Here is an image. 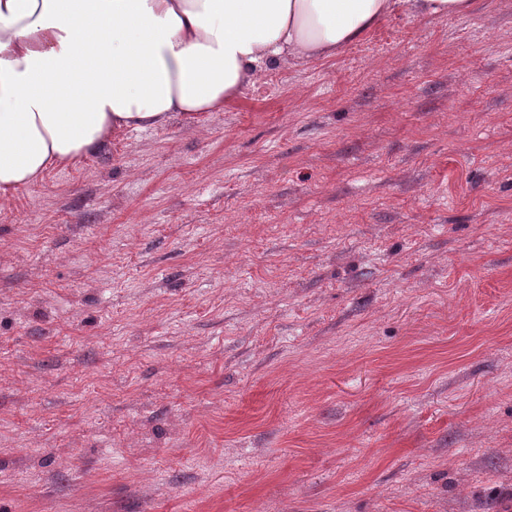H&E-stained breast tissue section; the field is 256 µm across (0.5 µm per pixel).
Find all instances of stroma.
<instances>
[{
	"label": "stroma",
	"instance_id": "obj_1",
	"mask_svg": "<svg viewBox=\"0 0 512 512\" xmlns=\"http://www.w3.org/2000/svg\"><path fill=\"white\" fill-rule=\"evenodd\" d=\"M0 512H512V0L0 200Z\"/></svg>",
	"mask_w": 512,
	"mask_h": 512
}]
</instances>
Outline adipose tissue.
<instances>
[{"label": "adipose tissue", "instance_id": "adipose-tissue-1", "mask_svg": "<svg viewBox=\"0 0 512 512\" xmlns=\"http://www.w3.org/2000/svg\"><path fill=\"white\" fill-rule=\"evenodd\" d=\"M476 0H0V200L112 136L223 111L282 62Z\"/></svg>", "mask_w": 512, "mask_h": 512}]
</instances>
